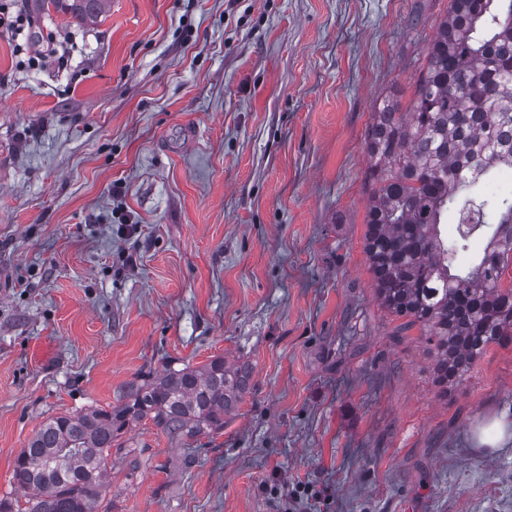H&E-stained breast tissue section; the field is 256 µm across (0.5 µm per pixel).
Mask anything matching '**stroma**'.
I'll use <instances>...</instances> for the list:
<instances>
[{
  "label": "stroma",
  "instance_id": "stroma-1",
  "mask_svg": "<svg viewBox=\"0 0 512 512\" xmlns=\"http://www.w3.org/2000/svg\"><path fill=\"white\" fill-rule=\"evenodd\" d=\"M448 7L0 0V499L49 418L221 356L251 370L223 431L132 426L98 512H512V445L473 441L512 347L441 397L363 249L366 129ZM43 7L48 10L49 4L57 12L71 15L80 21L95 18L101 10L103 0H42Z\"/></svg>",
  "mask_w": 512,
  "mask_h": 512
}]
</instances>
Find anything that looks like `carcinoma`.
<instances>
[{
	"label": "carcinoma",
	"instance_id": "cac0c4a2",
	"mask_svg": "<svg viewBox=\"0 0 512 512\" xmlns=\"http://www.w3.org/2000/svg\"><path fill=\"white\" fill-rule=\"evenodd\" d=\"M103 0H42L87 21ZM373 186L364 252L375 297L401 330L419 328L435 348L433 384L461 387L489 346H512V199L488 198L463 164L486 176L512 171V0H450L427 49L408 111L387 98L365 138ZM458 237L443 238L448 214ZM496 232L467 270L456 256L489 220ZM245 365L210 362L147 373L109 408L46 421L17 455L12 481L30 494L25 512H95L110 490L109 449L150 419L182 443L224 428L249 389Z\"/></svg>",
	"mask_w": 512,
	"mask_h": 512
}]
</instances>
